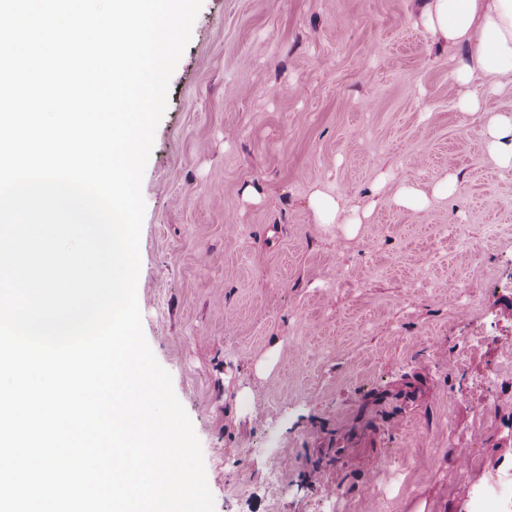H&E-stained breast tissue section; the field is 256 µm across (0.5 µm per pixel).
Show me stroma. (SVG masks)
<instances>
[{"label":"stroma","mask_w":512,"mask_h":512,"mask_svg":"<svg viewBox=\"0 0 512 512\" xmlns=\"http://www.w3.org/2000/svg\"><path fill=\"white\" fill-rule=\"evenodd\" d=\"M420 9L203 0L170 79L137 295L214 512H512L474 493L512 485V169L486 135L512 88L463 111ZM375 185L357 231L316 223L315 190Z\"/></svg>","instance_id":"obj_1"}]
</instances>
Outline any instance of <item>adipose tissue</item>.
<instances>
[{"mask_svg": "<svg viewBox=\"0 0 512 512\" xmlns=\"http://www.w3.org/2000/svg\"><path fill=\"white\" fill-rule=\"evenodd\" d=\"M420 21L438 45L472 49L455 72L462 109H480L473 78L512 84V0H423Z\"/></svg>", "mask_w": 512, "mask_h": 512, "instance_id": "ef3b65f1", "label": "adipose tissue"}]
</instances>
